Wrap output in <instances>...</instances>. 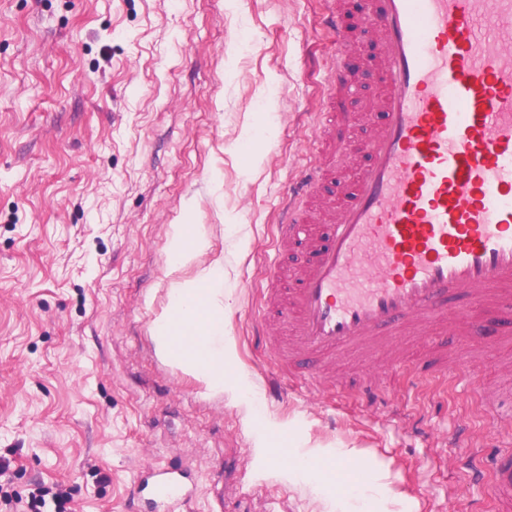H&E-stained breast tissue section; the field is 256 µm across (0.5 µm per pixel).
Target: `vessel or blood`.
<instances>
[{
    "label": "vessel or blood",
    "instance_id": "b4317fda",
    "mask_svg": "<svg viewBox=\"0 0 512 512\" xmlns=\"http://www.w3.org/2000/svg\"><path fill=\"white\" fill-rule=\"evenodd\" d=\"M364 23L383 43L368 162L344 206L304 239L299 287H280L275 260L264 290L263 323L287 325L272 342L279 367L308 362V384L326 382L337 356L447 326L456 294L512 323V0H375ZM325 24L344 53L355 36L342 12L330 8ZM350 85L344 67L330 72L317 142L332 139ZM320 180L309 169L289 185L280 252L308 222ZM493 465L499 512H512V452ZM185 479L161 467L138 487L169 510L189 498Z\"/></svg>",
    "mask_w": 512,
    "mask_h": 512
}]
</instances>
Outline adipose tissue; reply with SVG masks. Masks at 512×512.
<instances>
[{"mask_svg":"<svg viewBox=\"0 0 512 512\" xmlns=\"http://www.w3.org/2000/svg\"><path fill=\"white\" fill-rule=\"evenodd\" d=\"M209 249L201 235L187 238L184 227H176L169 242L171 270L197 265L196 275L176 283L170 290L169 304L153 327L158 354L184 372L196 376L209 388H224V361L232 353L224 339L220 319L228 304L222 283L224 268L213 261L200 265L199 259ZM260 452L276 462L282 471L295 475L306 470L309 462H318L319 481L327 496L342 502L355 493L354 467L360 457L353 448L330 452L321 448H297L289 451L261 443Z\"/></svg>","mask_w":512,"mask_h":512,"instance_id":"ef3b65f1","label":"adipose tissue"}]
</instances>
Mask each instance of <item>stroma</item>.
I'll return each instance as SVG.
<instances>
[{"mask_svg": "<svg viewBox=\"0 0 512 512\" xmlns=\"http://www.w3.org/2000/svg\"><path fill=\"white\" fill-rule=\"evenodd\" d=\"M326 0H0V488L29 499L62 487L64 512H150L137 479L186 470L181 512H336L307 474L259 454L358 448L365 480L393 490L347 512H494L463 449L497 453L490 407L512 406V339L478 348L440 334L449 371H425L427 337L403 366L345 356L341 382L288 380L258 336L279 204L312 166L336 171L331 200L363 163L371 124L341 150L315 119L336 65ZM189 224L224 266L233 344L226 382L243 402L156 352L169 303L168 245ZM468 366L467 381L455 368ZM370 379L374 396L359 380Z\"/></svg>", "mask_w": 512, "mask_h": 512, "instance_id": "stroma-1", "label": "stroma"}]
</instances>
